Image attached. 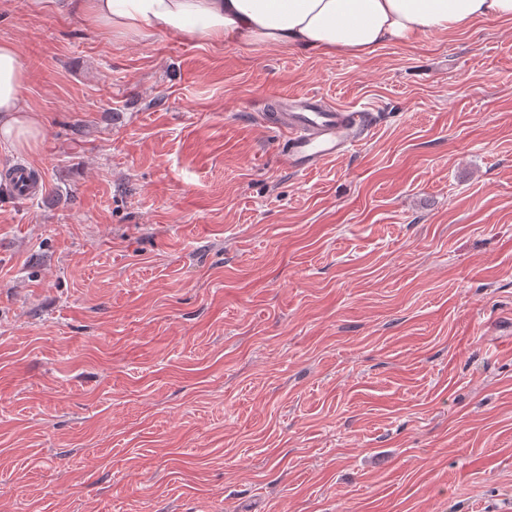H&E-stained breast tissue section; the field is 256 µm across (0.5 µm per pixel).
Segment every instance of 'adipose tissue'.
<instances>
[{"label": "adipose tissue", "instance_id": "obj_1", "mask_svg": "<svg viewBox=\"0 0 512 512\" xmlns=\"http://www.w3.org/2000/svg\"><path fill=\"white\" fill-rule=\"evenodd\" d=\"M32 9L75 16L117 38L160 34L198 43L293 48L366 56L388 43L512 20V0H29ZM27 71L0 42V147L33 151L42 117L25 105Z\"/></svg>", "mask_w": 512, "mask_h": 512}]
</instances>
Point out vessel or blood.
<instances>
[{
	"mask_svg": "<svg viewBox=\"0 0 512 512\" xmlns=\"http://www.w3.org/2000/svg\"><path fill=\"white\" fill-rule=\"evenodd\" d=\"M282 134L277 144L281 160L304 173L350 152L368 131L372 115L330 107L317 95L295 99L290 109L274 115Z\"/></svg>",
	"mask_w": 512,
	"mask_h": 512,
	"instance_id": "1",
	"label": "vessel or blood"
}]
</instances>
